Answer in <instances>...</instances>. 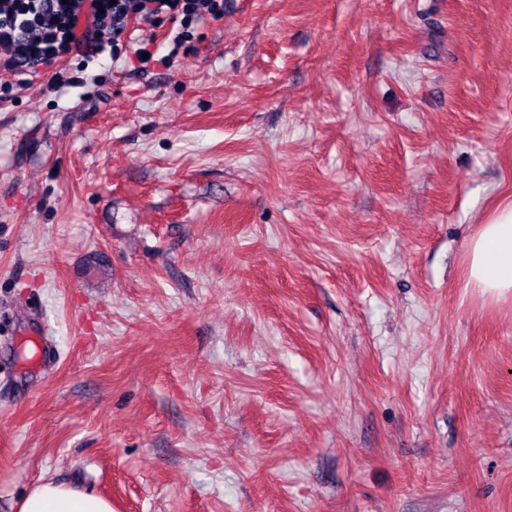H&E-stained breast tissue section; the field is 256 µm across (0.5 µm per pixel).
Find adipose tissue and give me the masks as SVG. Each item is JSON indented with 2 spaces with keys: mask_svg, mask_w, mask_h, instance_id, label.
<instances>
[{
  "mask_svg": "<svg viewBox=\"0 0 512 512\" xmlns=\"http://www.w3.org/2000/svg\"><path fill=\"white\" fill-rule=\"evenodd\" d=\"M470 284L483 295H512V205L496 211L467 242ZM18 512H112L105 499L51 481L19 502Z\"/></svg>",
  "mask_w": 512,
  "mask_h": 512,
  "instance_id": "1",
  "label": "adipose tissue"
}]
</instances>
